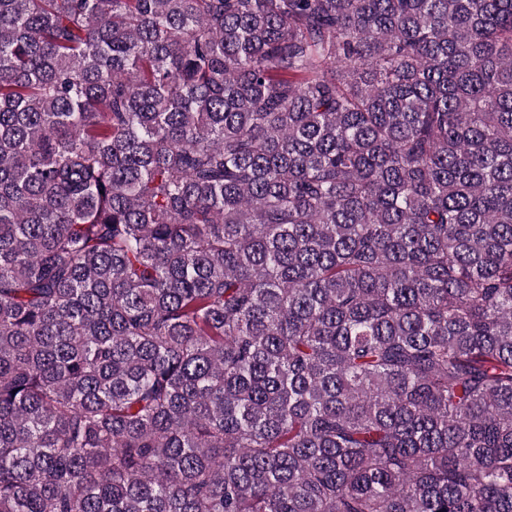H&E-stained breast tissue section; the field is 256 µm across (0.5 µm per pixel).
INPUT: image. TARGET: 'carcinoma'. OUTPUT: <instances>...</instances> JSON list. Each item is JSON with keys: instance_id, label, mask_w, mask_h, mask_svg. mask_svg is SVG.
I'll list each match as a JSON object with an SVG mask.
<instances>
[{"instance_id": "carcinoma-1", "label": "carcinoma", "mask_w": 512, "mask_h": 512, "mask_svg": "<svg viewBox=\"0 0 512 512\" xmlns=\"http://www.w3.org/2000/svg\"><path fill=\"white\" fill-rule=\"evenodd\" d=\"M0 512H512V0H0Z\"/></svg>"}]
</instances>
